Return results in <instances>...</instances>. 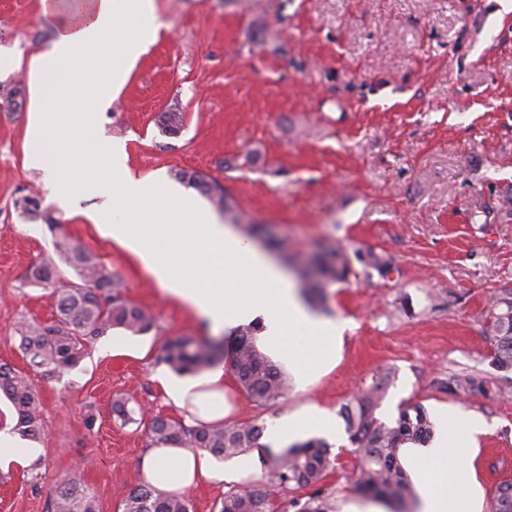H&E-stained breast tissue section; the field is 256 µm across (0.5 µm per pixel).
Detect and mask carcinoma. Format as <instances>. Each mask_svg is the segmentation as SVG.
<instances>
[{
	"instance_id": "obj_1",
	"label": "carcinoma",
	"mask_w": 512,
	"mask_h": 512,
	"mask_svg": "<svg viewBox=\"0 0 512 512\" xmlns=\"http://www.w3.org/2000/svg\"><path fill=\"white\" fill-rule=\"evenodd\" d=\"M160 124L168 135H177L183 127V114L177 109L162 113ZM174 180L208 198L224 219L242 223L232 197L219 182L196 171L173 168ZM15 208L33 217L39 216V195L28 192L15 200ZM55 250L71 268L79 282L56 289L57 320L51 327L22 323L17 328L18 347L29 365L50 376L77 366L85 355V343L107 331L118 328L133 335H143L155 326L150 310L127 300L121 292V278L84 245L60 236ZM370 271L391 270L388 258L371 254L360 258ZM299 279L305 301L314 306L324 301V287L336 281H346L354 274L350 259L338 250L324 252L299 263ZM59 270L49 261L30 269L29 276L37 284L53 285ZM488 324L495 339L493 364L499 369L512 370V291H504L488 310ZM255 328H241L229 341L210 340L199 336H179L166 340L156 356V362L179 374L198 375L205 369L231 358L230 365L238 388L258 403L273 405L288 393V377L269 360L255 343ZM390 381L389 374L372 377L365 389L342 406L340 416L359 459L357 487L366 495L386 498L400 506L414 497V487L400 454L406 444L424 445L434 434L425 409L410 406L403 410L395 424L388 425L376 416ZM486 380L474 375L455 376L448 381V390L488 391ZM0 391L13 404L16 430L36 439L43 431L41 399L29 378L8 364H0ZM133 399L118 396L112 402V412L126 422L134 418ZM264 426L256 422L200 425L189 427L183 420L155 416L148 420L147 433L155 444H177L190 450H206L217 457L232 458L248 448H260ZM328 444L320 439H308L279 453H273L268 463L267 484L288 492L306 491L307 498L295 497L291 504L297 512H330L329 498L324 496L322 482L335 467ZM499 484L491 502V512H512V497L502 493ZM124 512H192L190 501L177 495H164L141 485L125 493ZM53 512H96L94 497L76 480L70 479L57 490ZM218 512H274L270 491L231 488L224 493Z\"/></svg>"
}]
</instances>
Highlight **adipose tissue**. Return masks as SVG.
<instances>
[{
    "instance_id": "ef3b65f1",
    "label": "adipose tissue",
    "mask_w": 512,
    "mask_h": 512,
    "mask_svg": "<svg viewBox=\"0 0 512 512\" xmlns=\"http://www.w3.org/2000/svg\"><path fill=\"white\" fill-rule=\"evenodd\" d=\"M152 0H92L87 15L57 35L51 48L36 61L39 78L54 80L56 94L92 82L93 90L79 111L55 112L39 106L28 128L27 162L45 170L61 204L81 197H101L106 205H122L120 224L98 222L103 237L135 256L161 289L206 319L212 329L232 330L261 319L266 348L288 363L301 379H309L336 354L346 321L321 318L303 302L295 284L250 241L220 224L200 200L180 194L169 183L151 177H132L120 162L119 149L107 152L103 174L75 179L64 161L71 138L90 149L100 145L97 115L125 85L136 65L138 50L147 39L140 19L152 14ZM123 31L134 49L115 63L101 44ZM234 269L247 282L244 288L224 285V272ZM187 421L219 424L226 413L224 368L217 365L202 376L168 379L162 384ZM441 440L416 452L419 512H482L467 465L477 446V424L466 414L440 411ZM335 435L330 415L313 410L274 423L266 442L285 448L306 437L307 427ZM41 454L36 443L0 429V469L25 468ZM456 466H449V459ZM259 455L241 454L225 460L205 451L160 445L141 461L145 484L165 494L182 493L202 482L237 481L257 473Z\"/></svg>"
}]
</instances>
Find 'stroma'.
Wrapping results in <instances>:
<instances>
[{
    "label": "stroma",
    "mask_w": 512,
    "mask_h": 512,
    "mask_svg": "<svg viewBox=\"0 0 512 512\" xmlns=\"http://www.w3.org/2000/svg\"><path fill=\"white\" fill-rule=\"evenodd\" d=\"M54 3L47 13L41 0H0V363L29 373L44 424L40 457L0 470V512H49L74 477L98 512H123L153 443L143 427L115 419L112 400L129 392L148 415L182 417L161 388L169 369L157 350L209 330L100 235L88 217L94 201L60 207L46 173L27 163L36 58L89 0ZM153 9V42L98 116L130 175H209L257 223L256 243L283 241L292 258L374 252L394 266L327 286L326 316L349 323L342 345L307 383L289 374L276 405L253 402L225 373L228 422L268 424L312 407L337 417L372 376L392 371L376 412L387 424L415 404L482 423L470 468L489 512L496 485L512 482V371L494 366L487 322L493 296L512 289V11L502 0H153ZM258 24L270 39L257 47L249 32ZM15 86L25 92L18 107L4 99ZM174 104L184 123L171 137L159 117ZM24 190L39 195L57 229L19 214ZM62 234L118 272L123 295L150 309L156 327L112 330L129 353L101 354L90 339L76 367L48 378L30 372L15 328L55 322L53 287L27 273L56 260ZM459 374L487 380L489 392H448ZM330 444L338 463L323 484L334 512H395L358 489L344 422Z\"/></svg>",
    "instance_id": "35a3bbf8"
}]
</instances>
